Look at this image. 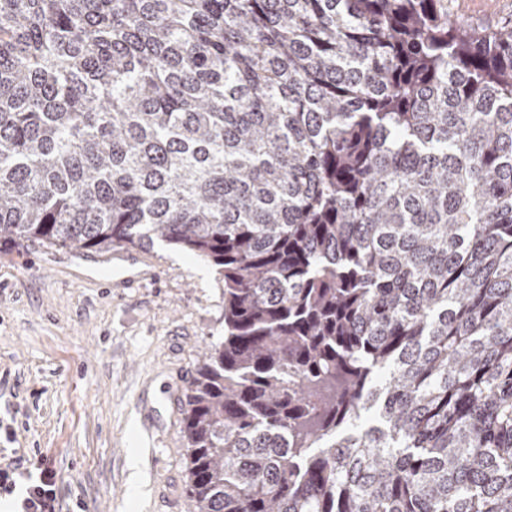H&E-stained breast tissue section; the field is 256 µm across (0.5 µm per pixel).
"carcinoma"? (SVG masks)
I'll return each mask as SVG.
<instances>
[{"instance_id": "obj_1", "label": "carcinoma", "mask_w": 512, "mask_h": 512, "mask_svg": "<svg viewBox=\"0 0 512 512\" xmlns=\"http://www.w3.org/2000/svg\"><path fill=\"white\" fill-rule=\"evenodd\" d=\"M218 266L194 512H512V18L0 0V241Z\"/></svg>"}]
</instances>
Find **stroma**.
<instances>
[{
    "label": "stroma",
    "mask_w": 512,
    "mask_h": 512,
    "mask_svg": "<svg viewBox=\"0 0 512 512\" xmlns=\"http://www.w3.org/2000/svg\"><path fill=\"white\" fill-rule=\"evenodd\" d=\"M449 7L487 26L512 18V0ZM223 336L218 267L165 242L0 243V422L17 458L52 457L58 512H192L184 391Z\"/></svg>",
    "instance_id": "stroma-1"
}]
</instances>
